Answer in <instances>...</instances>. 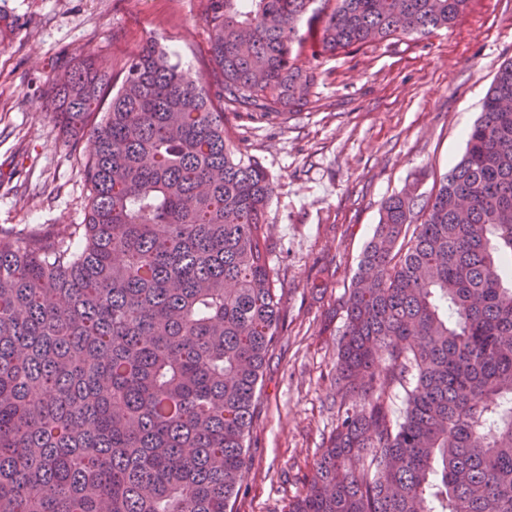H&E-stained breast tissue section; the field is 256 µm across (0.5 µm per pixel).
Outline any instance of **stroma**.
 Listing matches in <instances>:
<instances>
[{"mask_svg": "<svg viewBox=\"0 0 512 512\" xmlns=\"http://www.w3.org/2000/svg\"><path fill=\"white\" fill-rule=\"evenodd\" d=\"M22 26L0 42V227L79 224L80 158L46 110L64 52L117 72L148 39L215 79L208 0H0ZM512 59V0H470L448 28L323 57L302 112L248 119L225 107L230 146L252 156L274 194L265 231L285 317L267 360L234 512H288L336 425L337 315L382 202L406 184L429 198L465 150L500 65ZM325 269L326 288L311 278Z\"/></svg>", "mask_w": 512, "mask_h": 512, "instance_id": "35a3bbf8", "label": "stroma"}]
</instances>
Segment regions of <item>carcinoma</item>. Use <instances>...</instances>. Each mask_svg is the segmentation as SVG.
<instances>
[{
	"instance_id": "carcinoma-1",
	"label": "carcinoma",
	"mask_w": 512,
	"mask_h": 512,
	"mask_svg": "<svg viewBox=\"0 0 512 512\" xmlns=\"http://www.w3.org/2000/svg\"><path fill=\"white\" fill-rule=\"evenodd\" d=\"M310 2L209 0L213 95L149 40L104 107L112 74L62 56L51 112L95 151L83 223L0 231V512H231L284 318L273 183L224 103L301 112L320 58L469 0ZM341 309L336 428L289 512H512V60L434 196L383 203Z\"/></svg>"
}]
</instances>
